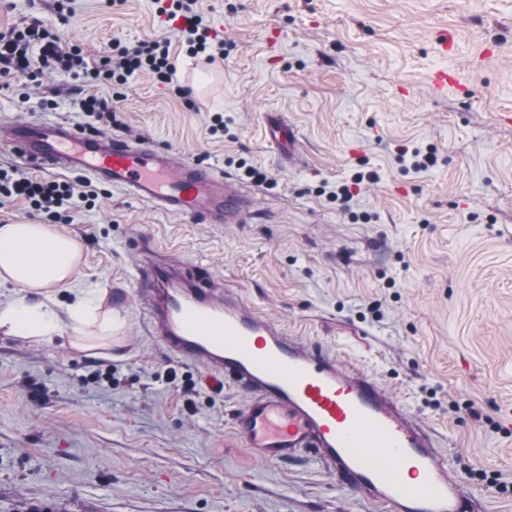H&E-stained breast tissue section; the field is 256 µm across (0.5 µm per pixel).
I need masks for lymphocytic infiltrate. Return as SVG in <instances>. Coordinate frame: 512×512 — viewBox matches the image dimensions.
Listing matches in <instances>:
<instances>
[{
	"instance_id": "obj_1",
	"label": "lymphocytic infiltrate",
	"mask_w": 512,
	"mask_h": 512,
	"mask_svg": "<svg viewBox=\"0 0 512 512\" xmlns=\"http://www.w3.org/2000/svg\"><path fill=\"white\" fill-rule=\"evenodd\" d=\"M157 11L177 23L179 41L186 45L189 55L204 56L210 63L223 58V44L208 42L210 29L204 23L200 0H171L170 5L158 6ZM170 47L171 42L165 37L133 44L117 40L101 67L91 70L81 48L66 42L52 27L36 21L0 30V78L19 79L20 99L25 103L31 99V88L38 86L45 74L57 70L84 83L121 86L139 74L168 83L176 72ZM97 197L93 189L79 192L67 182L37 179L16 169L0 168V199L24 201L54 224L63 221L78 206H94Z\"/></svg>"
}]
</instances>
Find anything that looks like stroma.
Here are the masks:
<instances>
[{
	"instance_id": "1",
	"label": "stroma",
	"mask_w": 512,
	"mask_h": 512,
	"mask_svg": "<svg viewBox=\"0 0 512 512\" xmlns=\"http://www.w3.org/2000/svg\"><path fill=\"white\" fill-rule=\"evenodd\" d=\"M223 20L219 69L180 44L172 83L149 75L98 87L117 122L78 114L80 87L45 75L18 108L0 80V123L63 118L139 136L180 157L268 176L243 224H199L102 188L56 232L79 240V283L104 288L111 335H0V512H375L310 458L269 464L236 439L245 395L143 329L132 295L141 238L223 278L274 322L341 351L433 426L455 471L512 512V0H203ZM39 18L82 47L89 65L114 40L175 36L152 0H0V28ZM458 44L441 56L435 32ZM458 67L468 90L434 91L430 70ZM189 97H182V89ZM55 101L40 108L41 98ZM297 134L288 162L264 137L267 113ZM226 129L214 134V116ZM433 149L406 172L399 150ZM377 173L353 184L356 173ZM349 184V210L332 200ZM111 372L104 380L102 372ZM462 409L453 412L449 400Z\"/></svg>"
}]
</instances>
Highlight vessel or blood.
<instances>
[{
	"instance_id": "obj_1",
	"label": "vessel or blood",
	"mask_w": 512,
	"mask_h": 512,
	"mask_svg": "<svg viewBox=\"0 0 512 512\" xmlns=\"http://www.w3.org/2000/svg\"><path fill=\"white\" fill-rule=\"evenodd\" d=\"M265 136L297 160L294 128L268 117ZM0 146L42 170L80 174L165 213L206 224H240L251 189L232 175L179 159L142 138L88 133L65 120L0 126ZM135 296L145 326L174 357L248 397L234 432L258 460L306 456L379 512H486L448 465L437 432L372 374L271 321L215 274L179 258L139 251Z\"/></svg>"
}]
</instances>
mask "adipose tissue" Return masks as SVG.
<instances>
[{"instance_id": "1", "label": "adipose tissue", "mask_w": 512, "mask_h": 512, "mask_svg": "<svg viewBox=\"0 0 512 512\" xmlns=\"http://www.w3.org/2000/svg\"><path fill=\"white\" fill-rule=\"evenodd\" d=\"M81 245L75 238L53 232L45 224L0 225V283L22 288L24 297L0 306V333L47 342L63 330L80 332L97 324L111 331L112 315L102 309L98 288H72ZM50 287L72 288L74 301L58 315L42 294Z\"/></svg>"}]
</instances>
